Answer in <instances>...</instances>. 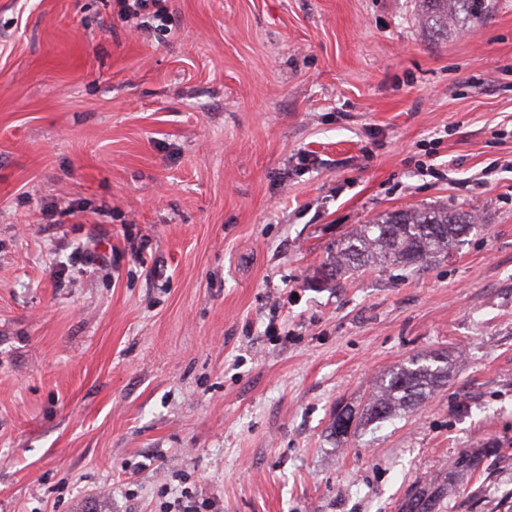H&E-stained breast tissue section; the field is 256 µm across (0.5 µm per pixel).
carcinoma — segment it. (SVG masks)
I'll return each mask as SVG.
<instances>
[{"instance_id":"1","label":"carcinoma","mask_w":512,"mask_h":512,"mask_svg":"<svg viewBox=\"0 0 512 512\" xmlns=\"http://www.w3.org/2000/svg\"><path fill=\"white\" fill-rule=\"evenodd\" d=\"M416 20L420 27L448 36L465 34L482 21L488 11L487 0H418ZM476 217L470 212L413 207L385 213L361 224L341 242L328 263L318 271L328 284L338 276L362 266L415 268L448 255L475 229ZM448 356L435 354L423 360L390 370L366 401L361 411L344 409L349 424L333 418L331 434L340 442L352 425L363 421L381 422L397 413L413 409L429 394L448 383ZM495 448L463 450L453 460L448 475L441 480L414 487L400 505V512H435L448 488L464 476L474 473Z\"/></svg>"}]
</instances>
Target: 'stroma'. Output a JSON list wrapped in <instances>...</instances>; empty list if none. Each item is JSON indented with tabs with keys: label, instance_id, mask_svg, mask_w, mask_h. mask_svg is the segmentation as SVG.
I'll list each match as a JSON object with an SVG mask.
<instances>
[{
	"label": "stroma",
	"instance_id": "stroma-1",
	"mask_svg": "<svg viewBox=\"0 0 512 512\" xmlns=\"http://www.w3.org/2000/svg\"><path fill=\"white\" fill-rule=\"evenodd\" d=\"M0 0V512H512V0ZM476 212L447 258L322 285L357 225ZM415 409L351 429L395 366ZM120 11L124 17L136 19L139 27H154L156 29H167L172 23L171 16L167 9L160 6L161 0H118ZM155 7L150 11L149 7ZM416 20L420 27L448 38L465 34L482 21L487 0H418ZM424 361V362H423ZM448 357L435 354L423 360L413 358L408 365L402 364L390 370L381 379L379 386L366 401L361 413L350 407L343 408L349 424H340L336 414L331 424V434L341 442L355 427L364 422H381L392 418L397 413L413 409L429 394L448 383ZM497 452V448H481L463 450L453 460L448 476L443 479L424 483L414 487L400 505V512H434L439 500L445 496L448 488L459 479L470 473H475L481 467L484 459Z\"/></svg>",
	"mask_w": 512,
	"mask_h": 512
}]
</instances>
